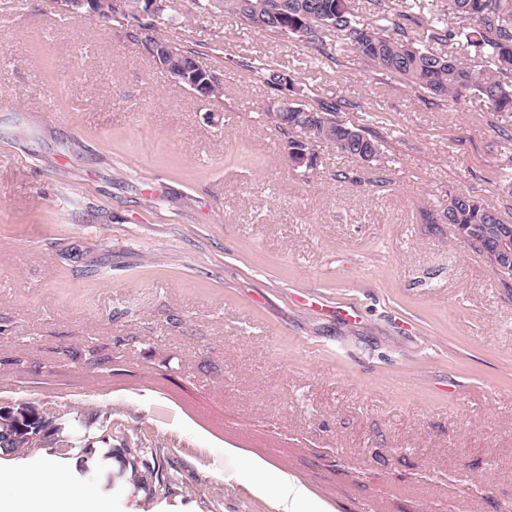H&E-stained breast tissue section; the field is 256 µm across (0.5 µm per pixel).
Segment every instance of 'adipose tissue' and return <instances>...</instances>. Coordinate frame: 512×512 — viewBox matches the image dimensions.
<instances>
[{"label": "adipose tissue", "mask_w": 512, "mask_h": 512, "mask_svg": "<svg viewBox=\"0 0 512 512\" xmlns=\"http://www.w3.org/2000/svg\"><path fill=\"white\" fill-rule=\"evenodd\" d=\"M224 454L245 461L252 491L272 498L277 512H332L298 477L275 469L265 458L231 446ZM68 484V474L47 459L35 461L24 475L0 470V512H99L93 489L73 494Z\"/></svg>", "instance_id": "1"}]
</instances>
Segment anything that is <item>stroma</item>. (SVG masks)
Segmentation results:
<instances>
[{
	"label": "stroma",
	"instance_id": "35a3bbf8",
	"mask_svg": "<svg viewBox=\"0 0 512 512\" xmlns=\"http://www.w3.org/2000/svg\"><path fill=\"white\" fill-rule=\"evenodd\" d=\"M174 5L160 36L196 49L221 97L176 85L116 23L0 0V407L66 431L109 411L170 492L42 446L0 467L46 456L109 512H276L228 444L337 512L512 508V279L424 221L461 191L512 220V114ZM258 57L294 100L348 101L381 159L324 144L297 176L261 119L273 90L238 64Z\"/></svg>",
	"mask_w": 512,
	"mask_h": 512
}]
</instances>
